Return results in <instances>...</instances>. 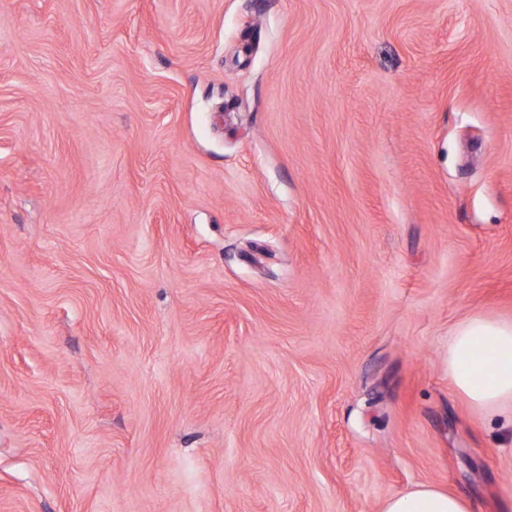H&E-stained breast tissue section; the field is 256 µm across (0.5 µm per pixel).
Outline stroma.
I'll return each instance as SVG.
<instances>
[{
    "mask_svg": "<svg viewBox=\"0 0 512 512\" xmlns=\"http://www.w3.org/2000/svg\"><path fill=\"white\" fill-rule=\"evenodd\" d=\"M474 314L512 0H0V512H512ZM448 380L478 413L511 411L512 321L473 315L459 322L448 340ZM381 512H470L469 503L457 494L430 484L387 499Z\"/></svg>",
    "mask_w": 512,
    "mask_h": 512,
    "instance_id": "35a3bbf8",
    "label": "stroma"
}]
</instances>
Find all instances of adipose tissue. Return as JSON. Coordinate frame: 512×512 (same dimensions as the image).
I'll list each match as a JSON object with an SVG mask.
<instances>
[{
    "instance_id": "ef3b65f1",
    "label": "adipose tissue",
    "mask_w": 512,
    "mask_h": 512,
    "mask_svg": "<svg viewBox=\"0 0 512 512\" xmlns=\"http://www.w3.org/2000/svg\"><path fill=\"white\" fill-rule=\"evenodd\" d=\"M448 380L476 412H512V321L473 315L459 322L448 340ZM381 512H470V505L421 484L387 499Z\"/></svg>"
}]
</instances>
